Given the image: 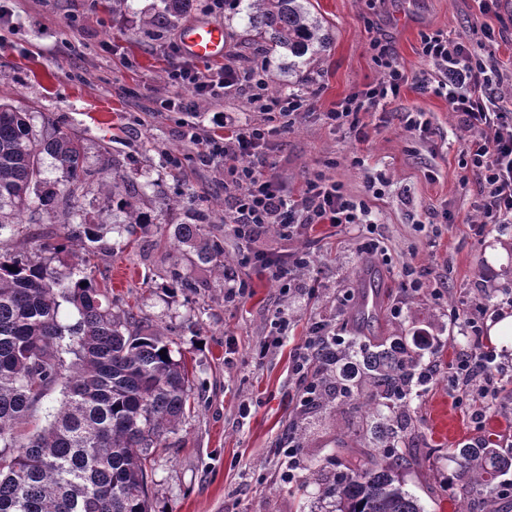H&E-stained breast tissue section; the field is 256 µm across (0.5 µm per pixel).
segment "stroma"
I'll return each mask as SVG.
<instances>
[{
    "label": "stroma",
    "instance_id": "stroma-1",
    "mask_svg": "<svg viewBox=\"0 0 512 512\" xmlns=\"http://www.w3.org/2000/svg\"><path fill=\"white\" fill-rule=\"evenodd\" d=\"M311 2L332 41L302 69L278 51L257 47L237 0L221 10L210 0H194L182 22L223 25L224 56L213 68L263 61L271 92L315 91L317 114L299 118L270 149L275 179L297 192L308 176L322 173L372 209V225L360 234L315 224L300 235L268 231L254 239L256 253L306 252L308 264L292 268L287 293L259 265L241 264L242 242L224 224V164L198 165L197 147L182 133L185 121L215 136L224 130L206 99L167 83L169 46L182 24L144 26L143 16L154 12L158 0H132L129 11L117 16L100 0H18L11 30L0 38V98L30 113L36 136L62 128L80 137L86 185L65 205L67 220L104 225L105 241L114 242L112 226L127 223L113 200L117 170L133 182L154 223L150 234L99 254L94 263L98 280L134 307L144 325L179 335L195 376V409L178 446L158 451L151 462L155 512H316L319 491L311 466L324 461L337 436L348 447L361 446L343 414L300 404L292 359L317 321L344 336H433L441 343L433 360L437 374L415 402L418 433L409 448L417 463L405 475L406 489L425 512L458 507L443 448L483 437L512 444V377L501 383L504 407L487 411L479 429L470 413L482 399L457 407L448 395V362L466 342L452 313L471 306L477 278L487 280L494 302L501 289H512V232L494 229L478 237L470 231L475 187L461 181L465 143L447 102L407 89L390 104L393 112L426 113L436 130L428 140L415 138L399 121L385 125L366 114L367 138L359 142L319 117L378 81L373 38H390L401 65L419 72L425 67L418 54L421 34L466 33L478 14L476 0ZM170 100L196 109L167 111ZM161 193L176 198V205H161ZM442 208L453 214V223H433V210ZM199 215L224 241L225 270L233 271L239 297L229 296L225 270L198 264L189 248L173 247L175 225ZM59 231L34 207L5 235L34 249ZM409 264L427 272L416 293L402 287ZM177 270L192 274L197 291L173 287ZM369 292L379 297L378 312L360 329L349 313ZM281 312L290 325L279 332L272 321ZM294 427L305 443L289 476L281 448Z\"/></svg>",
    "mask_w": 512,
    "mask_h": 512
}]
</instances>
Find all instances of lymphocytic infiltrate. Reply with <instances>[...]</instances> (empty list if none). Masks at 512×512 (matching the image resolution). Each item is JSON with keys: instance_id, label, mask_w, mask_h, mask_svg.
Returning a JSON list of instances; mask_svg holds the SVG:
<instances>
[{"instance_id": "1", "label": "lymphocytic infiltrate", "mask_w": 512, "mask_h": 512, "mask_svg": "<svg viewBox=\"0 0 512 512\" xmlns=\"http://www.w3.org/2000/svg\"><path fill=\"white\" fill-rule=\"evenodd\" d=\"M496 39L494 29L478 24L457 38L440 30L422 33L419 54L426 67L412 75L398 62L386 39L376 38L371 48L380 79L366 92L346 97L325 114L331 126L353 132L359 128L361 115L368 112H379L383 122H390L394 117L386 107L399 99L406 86L444 98L468 144L462 167L465 179L476 186L469 228L478 235L490 225L500 231L512 228V92L497 89L501 77L491 49ZM167 80L209 98L217 106L231 93L247 95L253 111L263 116L259 122L225 118L220 139L202 136L193 124L185 132L199 146V163L223 160L224 222L239 239L252 238L271 227L288 234L314 224L353 230L363 223L367 205L351 198L335 180L323 175L306 179L294 197L267 173L270 142L288 132L298 117L314 110L312 91L270 93L269 74L262 65L240 68L228 64L204 72L195 64L176 62L170 65ZM497 310V305L487 300L485 285H478L476 299L462 323L467 342L448 368L455 402L475 395L494 396L499 391L497 355L482 338L486 318ZM329 339L322 325H313L295 356L294 372L304 381L302 404H311L317 396L309 366L320 345ZM330 340L337 345L344 342L340 336Z\"/></svg>"}]
</instances>
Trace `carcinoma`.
Instances as JSON below:
<instances>
[{
    "label": "carcinoma",
    "instance_id": "1",
    "mask_svg": "<svg viewBox=\"0 0 512 512\" xmlns=\"http://www.w3.org/2000/svg\"><path fill=\"white\" fill-rule=\"evenodd\" d=\"M192 2L160 0L143 24L166 27ZM312 8L310 0H247L245 15L250 31L288 53L296 67L330 43ZM45 156L62 173L60 192L44 187ZM81 171L74 133L57 129L37 140L27 113L0 102V232L6 206L14 218L34 204L55 214L58 195L71 198L80 189ZM121 206L129 223L149 230L134 195ZM61 226L65 239L92 243L78 266L58 257L63 244H46L36 257L22 249L0 256V512H152L147 462L157 449L174 446L190 416L193 373L184 353H175L178 342L145 330L134 309L119 307L90 271L102 249L98 225ZM174 241L199 263L224 267V241L206 232L204 218L177 225ZM62 351L72 355L67 369ZM352 357L358 368L350 372ZM425 366L403 336H354L316 355L314 408L334 402L358 416L392 408L364 453H349L341 437L334 472L323 465L311 470L327 503L323 512H424L404 474L416 465L405 440ZM57 385L63 400L52 419L28 431L31 412ZM448 461L461 512H477L475 503L497 495L498 479L512 469V450L487 438L450 446Z\"/></svg>",
    "mask_w": 512,
    "mask_h": 512
}]
</instances>
